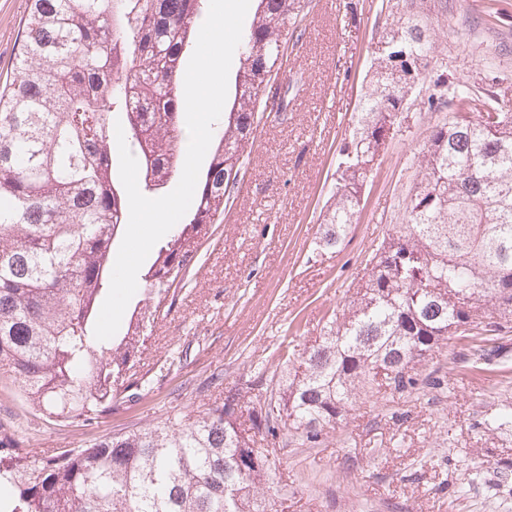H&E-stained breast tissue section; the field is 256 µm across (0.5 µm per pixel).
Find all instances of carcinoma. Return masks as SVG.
<instances>
[{"label":"carcinoma","instance_id":"1","mask_svg":"<svg viewBox=\"0 0 512 512\" xmlns=\"http://www.w3.org/2000/svg\"><path fill=\"white\" fill-rule=\"evenodd\" d=\"M305 0H258L237 47L235 94L207 151L192 204L140 274L125 329L106 341L94 325L114 251L128 224L117 174L114 119L145 191L163 195L182 171V68L209 0H31L0 95V377L31 413L92 426L118 389L137 381L167 301L175 300L199 241L224 219L261 117L260 95ZM433 53L426 28L401 16L378 42L356 126L340 149L333 203L317 249L338 248L355 223L380 141ZM417 80H412L410 70ZM429 104L449 105L431 131L422 177L402 223L372 252L343 309L260 399V370L222 401L41 457L0 419V512H271L276 450L286 429L314 448L370 392L439 389L416 371L450 336L512 332V108L449 79ZM512 426V407L477 421Z\"/></svg>","mask_w":512,"mask_h":512}]
</instances>
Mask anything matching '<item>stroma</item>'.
Segmentation results:
<instances>
[{
    "label": "stroma",
    "instance_id": "obj_1",
    "mask_svg": "<svg viewBox=\"0 0 512 512\" xmlns=\"http://www.w3.org/2000/svg\"><path fill=\"white\" fill-rule=\"evenodd\" d=\"M28 0H0V87L12 77ZM436 51L404 106L402 127L386 143L348 237L335 253L315 251L319 224L336 180L340 149L393 19L390 0H309L300 39L291 40L276 79L288 105L264 112L239 192L224 220L203 239L184 286L159 318L138 367L137 397L120 393L101 423L56 425L24 410L0 378V417L12 419L27 445L43 453L140 428L241 386L258 362L275 370L274 353L313 344L322 317L342 306L366 259L394 224L420 180L419 159L447 108L430 109L440 75L486 89L512 106V0H414ZM300 323V334L290 326ZM492 362L475 342L449 337L420 365L444 390L410 398L384 393L362 401L315 448L281 432L278 487L288 512H512V426L483 433L476 421L512 405V335L498 336ZM175 363L154 374L164 357Z\"/></svg>",
    "mask_w": 512,
    "mask_h": 512
}]
</instances>
